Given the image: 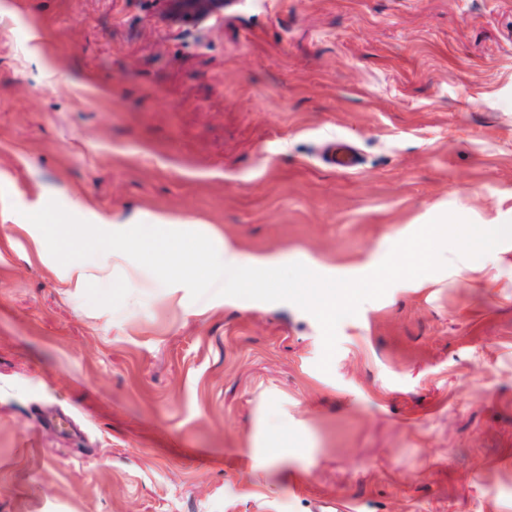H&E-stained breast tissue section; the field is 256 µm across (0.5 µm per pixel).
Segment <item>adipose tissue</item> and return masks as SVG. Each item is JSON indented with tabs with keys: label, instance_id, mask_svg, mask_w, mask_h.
<instances>
[{
	"label": "adipose tissue",
	"instance_id": "ef3b65f1",
	"mask_svg": "<svg viewBox=\"0 0 512 512\" xmlns=\"http://www.w3.org/2000/svg\"><path fill=\"white\" fill-rule=\"evenodd\" d=\"M87 232L95 241L90 249L78 238L54 239L51 230L44 225L33 239L40 255L49 243L57 249L66 248L65 277L69 287L77 293L87 288L90 281L112 279L119 264L114 244L131 237L142 246L148 261L170 288L195 280L197 267L203 264L210 272L209 286L215 294L235 289L266 293L272 289L275 275L286 266L284 255L258 252L247 256L211 225L174 222L164 215L156 216L151 224L103 221L89 225Z\"/></svg>",
	"mask_w": 512,
	"mask_h": 512
}]
</instances>
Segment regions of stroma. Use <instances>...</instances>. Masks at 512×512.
Listing matches in <instances>:
<instances>
[{
	"label": "stroma",
	"instance_id": "stroma-1",
	"mask_svg": "<svg viewBox=\"0 0 512 512\" xmlns=\"http://www.w3.org/2000/svg\"><path fill=\"white\" fill-rule=\"evenodd\" d=\"M0 512H512V241L322 330L124 258L74 295L23 224L216 227L340 278L512 221V0H0ZM50 47L54 71L38 58ZM348 140L355 170L319 158ZM86 203L75 213L73 201ZM167 14L174 18L206 21L219 15L224 8V0H160Z\"/></svg>",
	"mask_w": 512,
	"mask_h": 512
}]
</instances>
